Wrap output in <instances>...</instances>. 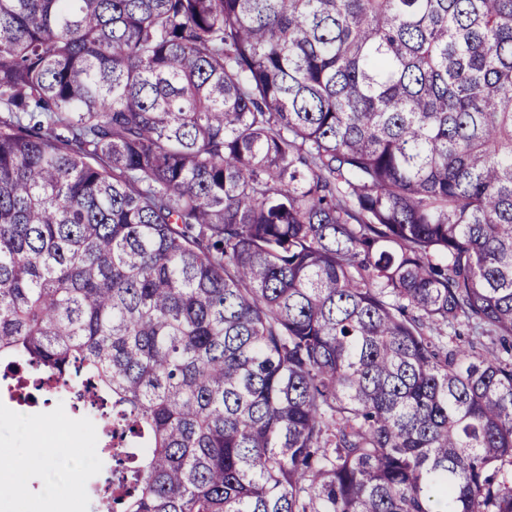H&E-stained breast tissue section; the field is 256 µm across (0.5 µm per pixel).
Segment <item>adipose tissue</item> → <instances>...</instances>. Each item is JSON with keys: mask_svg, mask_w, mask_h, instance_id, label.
I'll list each match as a JSON object with an SVG mask.
<instances>
[{"mask_svg": "<svg viewBox=\"0 0 512 512\" xmlns=\"http://www.w3.org/2000/svg\"><path fill=\"white\" fill-rule=\"evenodd\" d=\"M54 436H46L44 431H36V447L25 458H17L9 453L0 454V479L10 481L15 487H23L30 470L42 468L56 459L71 454L77 438L70 431L65 418H57Z\"/></svg>", "mask_w": 512, "mask_h": 512, "instance_id": "ef3b65f1", "label": "adipose tissue"}]
</instances>
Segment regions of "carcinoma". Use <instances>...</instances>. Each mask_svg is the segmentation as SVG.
Segmentation results:
<instances>
[{"label":"carcinoma","mask_w":512,"mask_h":512,"mask_svg":"<svg viewBox=\"0 0 512 512\" xmlns=\"http://www.w3.org/2000/svg\"><path fill=\"white\" fill-rule=\"evenodd\" d=\"M512 0H0V378L89 512H512Z\"/></svg>","instance_id":"carcinoma-1"}]
</instances>
